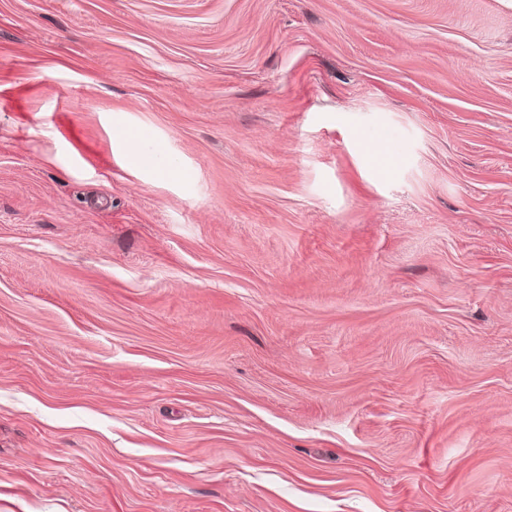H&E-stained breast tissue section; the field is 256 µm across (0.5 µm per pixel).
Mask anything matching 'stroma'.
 <instances>
[{"label":"stroma","instance_id":"35a3bbf8","mask_svg":"<svg viewBox=\"0 0 512 512\" xmlns=\"http://www.w3.org/2000/svg\"><path fill=\"white\" fill-rule=\"evenodd\" d=\"M0 512H512V0H0Z\"/></svg>","mask_w":512,"mask_h":512}]
</instances>
